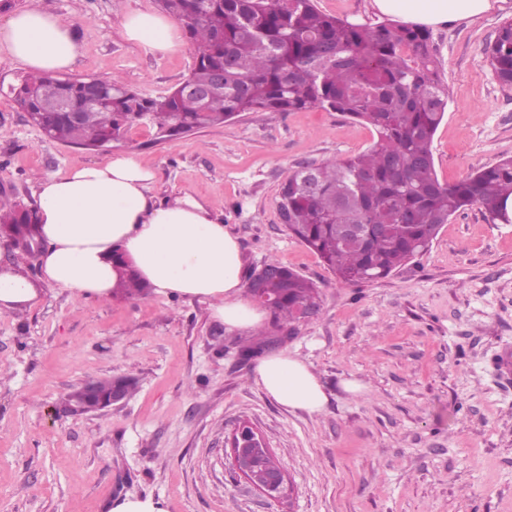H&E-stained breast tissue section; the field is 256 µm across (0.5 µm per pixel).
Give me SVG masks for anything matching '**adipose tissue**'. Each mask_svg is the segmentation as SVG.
<instances>
[{"mask_svg":"<svg viewBox=\"0 0 512 512\" xmlns=\"http://www.w3.org/2000/svg\"><path fill=\"white\" fill-rule=\"evenodd\" d=\"M382 14L421 26H438L489 11L491 0H372ZM127 39L159 53L181 44L177 20L136 12L123 19ZM26 70L57 76L80 53L72 23L40 7L0 22V53ZM156 171L134 153L117 152L103 163L83 164L39 182L36 222L45 243L41 275L31 279L12 262L0 264V312L34 304L50 284L82 301L110 299L120 252L141 280L161 295L209 302L212 317L228 330L260 323L261 312L243 296V260L237 239L191 195L158 201ZM253 378L289 409L321 412L327 395L311 367L282 350L265 356Z\"/></svg>","mask_w":512,"mask_h":512,"instance_id":"ef3b65f1","label":"adipose tissue"}]
</instances>
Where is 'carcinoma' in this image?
Listing matches in <instances>:
<instances>
[{"mask_svg": "<svg viewBox=\"0 0 512 512\" xmlns=\"http://www.w3.org/2000/svg\"><path fill=\"white\" fill-rule=\"evenodd\" d=\"M185 30L195 59L183 84L147 96L114 75L99 80L102 101L87 99L83 80L29 74L11 89L18 107L57 143L92 147L120 141L139 124L173 137L220 125L244 112L322 108L372 127L366 151L292 170L280 190L289 235L314 251L343 285L390 276L428 250L456 213L477 206L496 222L512 197V157L454 184L435 170L432 144L448 104L429 32L384 20L353 24L326 14L316 0H156ZM495 80L512 87V18L484 50ZM224 71V86L214 74ZM205 91L200 97L182 88ZM71 112L83 113L74 125ZM357 224L360 235L347 236ZM0 234L15 257H33L41 241L35 211L0 199ZM267 301L274 330H294L299 312L318 308L317 287L276 259ZM128 269L113 296L148 295Z\"/></svg>", "mask_w": 512, "mask_h": 512, "instance_id": "obj_1", "label": "carcinoma"}]
</instances>
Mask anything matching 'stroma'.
I'll use <instances>...</instances> for the list:
<instances>
[{"label": "stroma", "mask_w": 512, "mask_h": 512, "mask_svg": "<svg viewBox=\"0 0 512 512\" xmlns=\"http://www.w3.org/2000/svg\"><path fill=\"white\" fill-rule=\"evenodd\" d=\"M74 25L68 77L120 75L156 97L194 64L189 42L156 54L122 21L156 0H39ZM512 0L430 28L450 95L433 140L453 184L512 156V88L482 63ZM25 71L0 54V198L33 209L42 177L135 153L161 199L190 194L236 237L243 270L277 258L313 281L319 308L280 349L305 360L328 397L322 412L279 405L242 352L257 330L228 331L208 302L150 293L81 302L54 286L0 313V512H108L153 498L166 512H512V223L476 206L451 217L429 250L386 279L338 283L289 236L279 191L301 163L353 156L373 128L337 112H245L167 139L139 125L111 148L46 140L8 93ZM131 376L136 392L109 412L59 414L87 380ZM359 391L350 392L346 382ZM266 439L292 487L272 501L238 476L241 424Z\"/></svg>", "instance_id": "1"}]
</instances>
